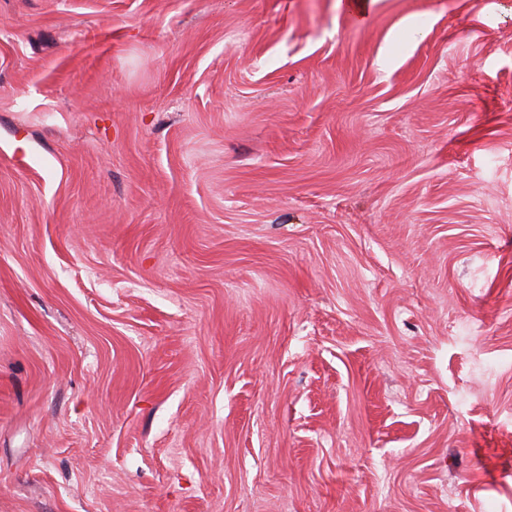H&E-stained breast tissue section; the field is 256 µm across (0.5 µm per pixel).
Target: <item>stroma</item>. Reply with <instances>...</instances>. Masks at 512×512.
Segmentation results:
<instances>
[{"instance_id": "stroma-1", "label": "stroma", "mask_w": 512, "mask_h": 512, "mask_svg": "<svg viewBox=\"0 0 512 512\" xmlns=\"http://www.w3.org/2000/svg\"><path fill=\"white\" fill-rule=\"evenodd\" d=\"M0 512H512V0H0Z\"/></svg>"}]
</instances>
